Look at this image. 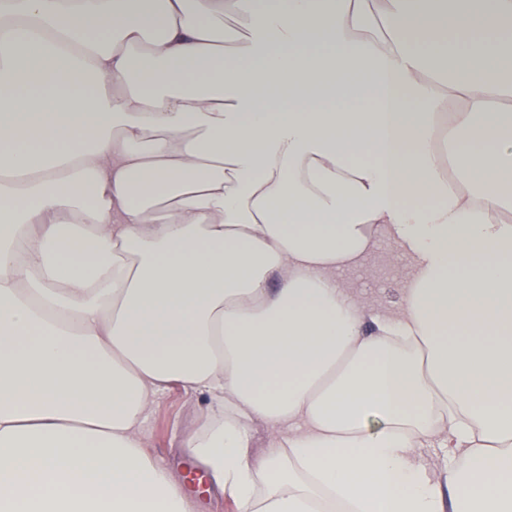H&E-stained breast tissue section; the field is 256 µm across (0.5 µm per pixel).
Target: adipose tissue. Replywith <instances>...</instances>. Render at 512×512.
Listing matches in <instances>:
<instances>
[{"label": "adipose tissue", "mask_w": 512, "mask_h": 512, "mask_svg": "<svg viewBox=\"0 0 512 512\" xmlns=\"http://www.w3.org/2000/svg\"><path fill=\"white\" fill-rule=\"evenodd\" d=\"M3 31L0 512H194L142 435L174 384L238 512H512V0H0ZM383 242L391 309L337 277Z\"/></svg>", "instance_id": "adipose-tissue-1"}]
</instances>
